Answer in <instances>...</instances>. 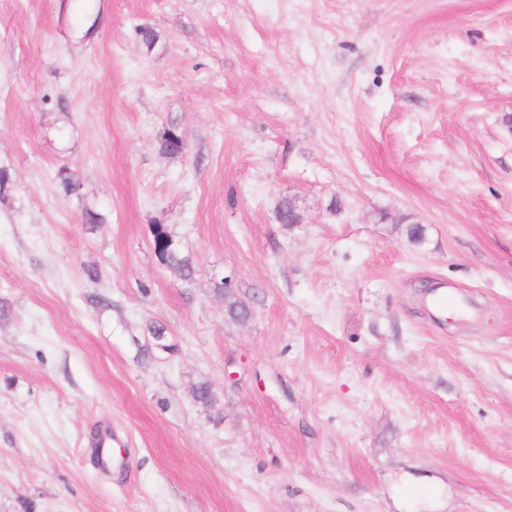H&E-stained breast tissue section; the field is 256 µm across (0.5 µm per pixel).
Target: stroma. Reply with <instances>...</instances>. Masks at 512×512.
<instances>
[{"mask_svg": "<svg viewBox=\"0 0 512 512\" xmlns=\"http://www.w3.org/2000/svg\"><path fill=\"white\" fill-rule=\"evenodd\" d=\"M0 168V512H512V0H0ZM156 241L154 239V243L157 242L159 244L162 242L170 243V247L166 246L158 250L157 253L160 255L163 261L166 262L169 268H171L182 280L189 279L193 274V265L190 259L186 256H183L175 245L171 236L167 233V231L161 227L156 226L155 229Z\"/></svg>", "mask_w": 512, "mask_h": 512, "instance_id": "35a3bbf8", "label": "stroma"}]
</instances>
